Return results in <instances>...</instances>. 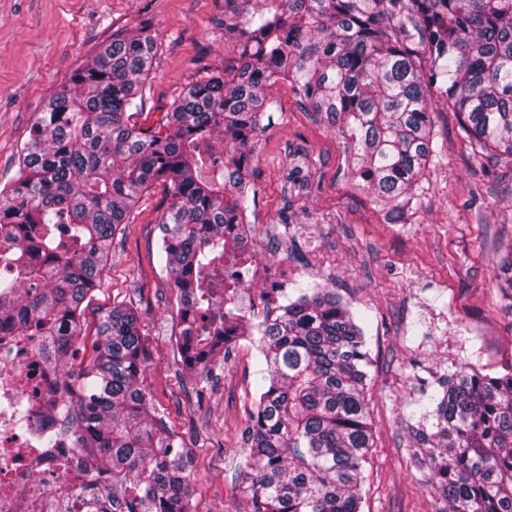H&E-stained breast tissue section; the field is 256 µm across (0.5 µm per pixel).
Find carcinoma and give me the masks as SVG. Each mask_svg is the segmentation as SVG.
<instances>
[{
	"label": "carcinoma",
	"mask_w": 512,
	"mask_h": 512,
	"mask_svg": "<svg viewBox=\"0 0 512 512\" xmlns=\"http://www.w3.org/2000/svg\"><path fill=\"white\" fill-rule=\"evenodd\" d=\"M224 36L237 64L182 91L163 132L134 117L145 102L157 36L112 38L51 98L0 190V332L41 336L56 371L77 358L85 311L104 284L112 241L158 183V220L181 363L212 378L224 346L253 336L235 303L240 282L215 287L224 225L249 231V168L265 90L289 82L302 105L347 140L352 171L389 224L406 223L418 181L437 156L432 94L448 101L472 147L512 158V0H236ZM220 173L199 169L213 144ZM303 167L289 192L307 188ZM266 368L253 400L238 482L250 512H363L373 358L352 307L308 287L266 308L258 326ZM88 364L48 410L67 423L82 459L136 495L100 496V512H192L185 447L150 410L138 310L113 302ZM414 375L423 410L406 421L419 481L437 512H512V367L468 361Z\"/></svg>",
	"instance_id": "carcinoma-1"
}]
</instances>
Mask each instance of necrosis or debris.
<instances>
[{
	"instance_id": "obj_1",
	"label": "necrosis or debris",
	"mask_w": 512,
	"mask_h": 512,
	"mask_svg": "<svg viewBox=\"0 0 512 512\" xmlns=\"http://www.w3.org/2000/svg\"><path fill=\"white\" fill-rule=\"evenodd\" d=\"M61 394V381L29 336H0V512H98L86 486L107 476L76 465L68 442L45 443L40 401Z\"/></svg>"
}]
</instances>
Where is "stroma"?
Wrapping results in <instances>:
<instances>
[{"mask_svg": "<svg viewBox=\"0 0 512 512\" xmlns=\"http://www.w3.org/2000/svg\"><path fill=\"white\" fill-rule=\"evenodd\" d=\"M225 7V0H0V186L13 181L45 104L70 88L74 71L117 31L146 25L157 37L143 110L150 125L183 89L233 63ZM268 97L273 107L250 167L253 257L281 271L285 296L318 285L366 318L374 446L364 512H433L434 495L418 480L400 422L421 411L411 389L418 366L452 370L471 360L498 372L512 364V309L495 297L512 280L502 263L512 250V197L499 196V168L472 153L441 101L433 116L440 156L421 177L406 223H386L372 191L347 170L345 138L308 112L288 82L272 86ZM295 160L304 162L311 187L293 197L285 176ZM168 204L153 186L117 234L107 278L85 312L86 351L71 369L88 362L95 327L114 299H132L149 354L143 384L188 450L193 505L197 512H243L235 464L261 355L255 343L240 341L204 396L190 392L157 257V221Z\"/></svg>", "mask_w": 512, "mask_h": 512, "instance_id": "obj_1", "label": "stroma"}]
</instances>
